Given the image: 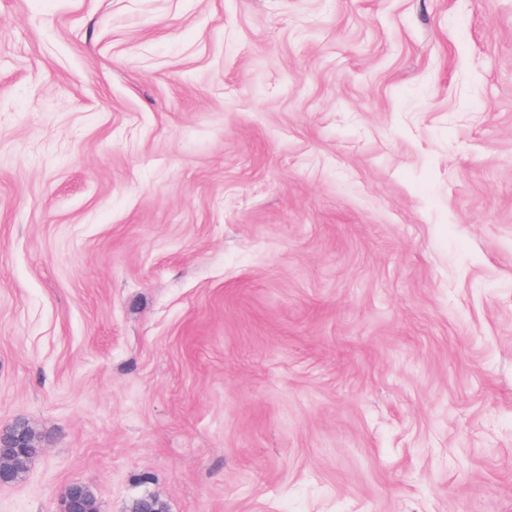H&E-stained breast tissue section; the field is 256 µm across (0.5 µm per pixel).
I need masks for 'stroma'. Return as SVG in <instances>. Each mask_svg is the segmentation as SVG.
Here are the masks:
<instances>
[{
	"label": "stroma",
	"mask_w": 512,
	"mask_h": 512,
	"mask_svg": "<svg viewBox=\"0 0 512 512\" xmlns=\"http://www.w3.org/2000/svg\"><path fill=\"white\" fill-rule=\"evenodd\" d=\"M0 512H512V0H0ZM8 427H1L0 429V487L11 485L13 481L18 482L21 480L30 463L41 450L38 437L28 423H25L28 444L27 448H24L26 443V433L23 423L17 422L5 432ZM3 448H8L11 451H19L14 453L12 456L11 472L9 470L8 460L3 456ZM22 448L24 449L21 450ZM11 474L13 481L11 479Z\"/></svg>",
	"instance_id": "35a3bbf8"
}]
</instances>
